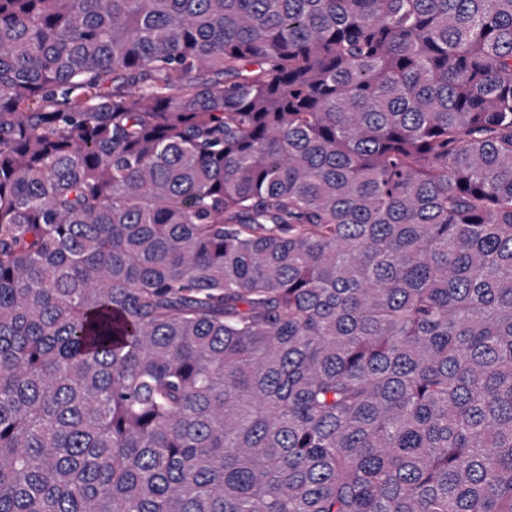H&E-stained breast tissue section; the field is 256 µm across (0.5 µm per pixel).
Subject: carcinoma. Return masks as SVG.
Here are the masks:
<instances>
[{
    "label": "carcinoma",
    "mask_w": 512,
    "mask_h": 512,
    "mask_svg": "<svg viewBox=\"0 0 512 512\" xmlns=\"http://www.w3.org/2000/svg\"><path fill=\"white\" fill-rule=\"evenodd\" d=\"M0 512H512V0H0Z\"/></svg>",
    "instance_id": "obj_1"
}]
</instances>
